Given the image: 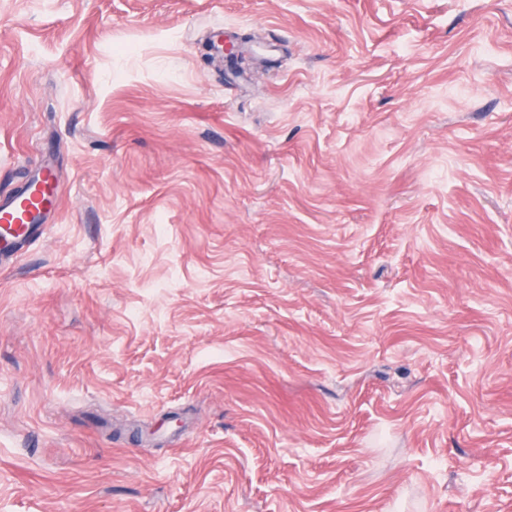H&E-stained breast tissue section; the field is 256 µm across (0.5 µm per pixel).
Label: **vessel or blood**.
Segmentation results:
<instances>
[{"label": "vessel or blood", "instance_id": "1", "mask_svg": "<svg viewBox=\"0 0 512 512\" xmlns=\"http://www.w3.org/2000/svg\"><path fill=\"white\" fill-rule=\"evenodd\" d=\"M41 190L28 197L14 195L0 198V267H5L13 257L33 239L42 235L43 221L53 200L50 191L56 177L51 166L40 169L36 179Z\"/></svg>", "mask_w": 512, "mask_h": 512}]
</instances>
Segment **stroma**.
Instances as JSON below:
<instances>
[{"label":"stroma","mask_w":512,"mask_h":512,"mask_svg":"<svg viewBox=\"0 0 512 512\" xmlns=\"http://www.w3.org/2000/svg\"><path fill=\"white\" fill-rule=\"evenodd\" d=\"M47 163L0 512H512V0H0Z\"/></svg>","instance_id":"35a3bbf8"}]
</instances>
